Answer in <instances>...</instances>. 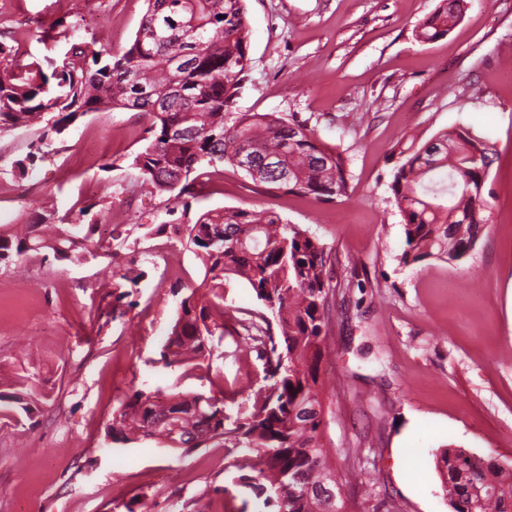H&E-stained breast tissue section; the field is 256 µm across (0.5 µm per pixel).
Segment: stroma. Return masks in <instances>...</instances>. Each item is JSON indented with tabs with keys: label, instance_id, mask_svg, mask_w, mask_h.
Here are the masks:
<instances>
[{
	"label": "stroma",
	"instance_id": "stroma-1",
	"mask_svg": "<svg viewBox=\"0 0 512 512\" xmlns=\"http://www.w3.org/2000/svg\"><path fill=\"white\" fill-rule=\"evenodd\" d=\"M0 35L26 61L55 59L39 33L66 19L74 41L129 44L146 0H8ZM250 64L232 109L294 116L348 160V191L330 202L268 192L232 168L212 174L190 209H167L132 161L149 120L137 111L80 117L25 176L13 168L39 124L0 133V225L21 228L44 201L57 216L89 207L103 236L137 225L121 262L144 272L115 300L111 259L79 264L41 254L0 268V380L33 372V409L0 417V512H263L259 484L241 482L222 447L190 453L152 441L105 440L135 391L209 393L247 403L263 384L250 342L225 337L221 355L190 369L160 360L179 294L205 269L183 237L207 210L247 207L314 233L335 258L331 332L320 363L324 434L348 512H451L436 469L443 449L512 462V0H466L457 25L430 43L415 31L440 0H246ZM463 125L493 152L485 185L488 232L460 264H404L393 202L394 146ZM172 241L177 264L155 265Z\"/></svg>",
	"mask_w": 512,
	"mask_h": 512
}]
</instances>
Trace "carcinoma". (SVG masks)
<instances>
[{
	"instance_id": "obj_1",
	"label": "carcinoma",
	"mask_w": 512,
	"mask_h": 512,
	"mask_svg": "<svg viewBox=\"0 0 512 512\" xmlns=\"http://www.w3.org/2000/svg\"><path fill=\"white\" fill-rule=\"evenodd\" d=\"M463 0H442L416 30L419 42L448 34L461 19ZM250 30L245 0H147L132 41L122 49L72 44L60 63L44 72L21 62L0 41V132L46 119L38 144L14 162L25 174L46 157L42 145L91 112L134 110L150 117L144 145L134 156L142 184L188 207L203 178L227 164L266 189L332 200L346 193V158L314 129L276 113L234 114L229 107L249 69ZM392 177L407 249L402 261H464L479 244L490 215L484 196L490 147L469 128L438 131L430 142L399 149ZM82 207L65 224L54 212L34 213L22 234L0 230V265L29 252L57 261L78 260L90 249L112 252L95 237ZM187 242L206 268L202 287L182 298L161 351L166 365H194L211 357L227 330H241L264 360L267 384L231 421L224 396L136 391L113 412L106 435L114 441L143 438L160 443L179 429L182 449L206 444L255 453L254 479L268 483L264 504L276 512H319L311 489L330 470L321 429L319 385L322 347L331 324L332 253L309 230L270 211L208 210L185 225ZM141 273L118 267L112 287L136 284ZM247 280L264 310L225 320L224 282ZM0 415L31 417L18 395L0 393ZM452 512H512V463L446 448L438 460Z\"/></svg>"
}]
</instances>
